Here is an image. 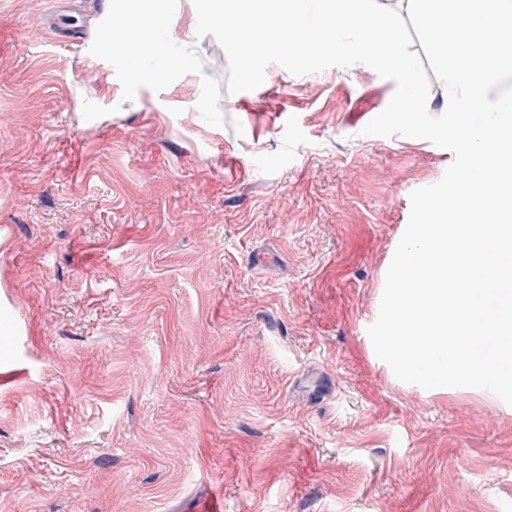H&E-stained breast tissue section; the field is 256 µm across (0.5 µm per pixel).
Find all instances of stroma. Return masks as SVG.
Returning a JSON list of instances; mask_svg holds the SVG:
<instances>
[{
	"instance_id": "1",
	"label": "stroma",
	"mask_w": 512,
	"mask_h": 512,
	"mask_svg": "<svg viewBox=\"0 0 512 512\" xmlns=\"http://www.w3.org/2000/svg\"><path fill=\"white\" fill-rule=\"evenodd\" d=\"M0 0V512H512V413L398 380L367 334L451 151L364 135L356 64L216 75L192 0L136 83L121 0Z\"/></svg>"
}]
</instances>
